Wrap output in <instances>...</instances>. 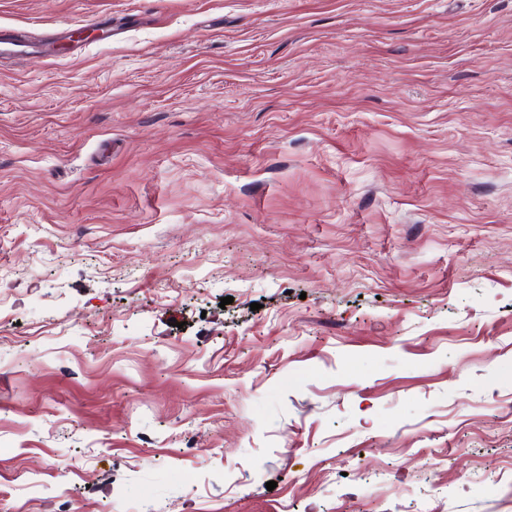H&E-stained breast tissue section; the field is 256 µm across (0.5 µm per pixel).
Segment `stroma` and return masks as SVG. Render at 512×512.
<instances>
[{"label": "stroma", "instance_id": "stroma-1", "mask_svg": "<svg viewBox=\"0 0 512 512\" xmlns=\"http://www.w3.org/2000/svg\"><path fill=\"white\" fill-rule=\"evenodd\" d=\"M103 21L0 58V512H512V0H0Z\"/></svg>", "mask_w": 512, "mask_h": 512}]
</instances>
